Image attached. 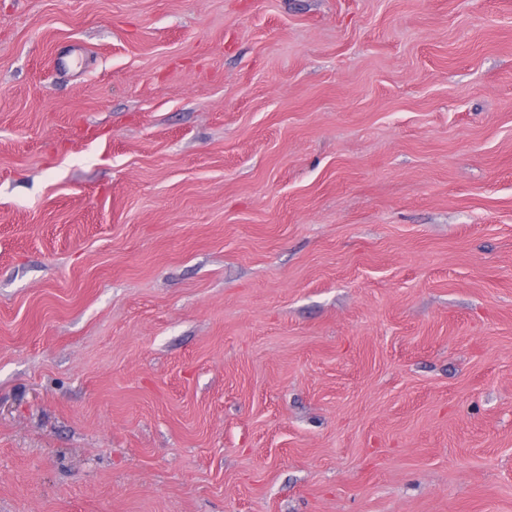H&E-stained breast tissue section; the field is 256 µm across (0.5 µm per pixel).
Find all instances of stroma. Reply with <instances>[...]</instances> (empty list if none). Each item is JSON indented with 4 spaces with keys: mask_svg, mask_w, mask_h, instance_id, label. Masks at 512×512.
<instances>
[{
    "mask_svg": "<svg viewBox=\"0 0 512 512\" xmlns=\"http://www.w3.org/2000/svg\"><path fill=\"white\" fill-rule=\"evenodd\" d=\"M0 512H512V0H0Z\"/></svg>",
    "mask_w": 512,
    "mask_h": 512,
    "instance_id": "35a3bbf8",
    "label": "stroma"
}]
</instances>
